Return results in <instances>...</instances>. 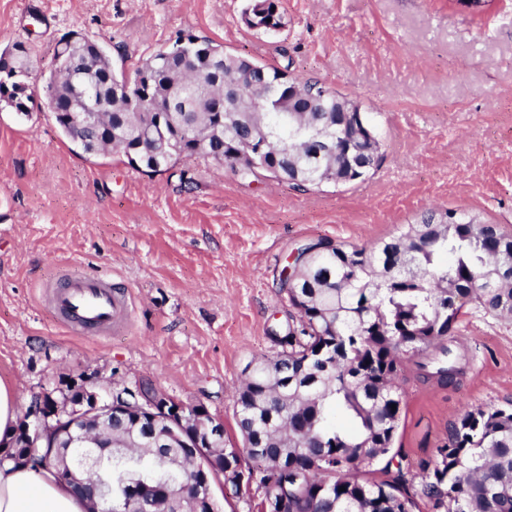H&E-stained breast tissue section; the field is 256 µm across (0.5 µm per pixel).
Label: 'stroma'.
Wrapping results in <instances>:
<instances>
[{
  "mask_svg": "<svg viewBox=\"0 0 512 512\" xmlns=\"http://www.w3.org/2000/svg\"><path fill=\"white\" fill-rule=\"evenodd\" d=\"M247 6L0 0V52L24 44L35 86L72 31L104 43L129 77L190 35L347 96L380 143L365 180L304 192L195 157L148 174L75 148L46 99L24 118L0 107V378L20 410L81 375L143 382L207 406L227 447H242L236 391L250 361L281 352L272 328L297 319L280 286L295 248L322 238L368 247L431 208L512 235V0H281L277 32L248 27ZM69 270L111 276L128 293L123 329L88 339L58 324L45 292ZM455 337L466 360L453 381L409 370L398 381L390 454L413 484L467 407L512 406V319L469 303Z\"/></svg>",
  "mask_w": 512,
  "mask_h": 512,
  "instance_id": "obj_1",
  "label": "stroma"
}]
</instances>
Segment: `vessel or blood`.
Masks as SVG:
<instances>
[{"instance_id": "b4317fda", "label": "vessel or blood", "mask_w": 512, "mask_h": 512, "mask_svg": "<svg viewBox=\"0 0 512 512\" xmlns=\"http://www.w3.org/2000/svg\"><path fill=\"white\" fill-rule=\"evenodd\" d=\"M50 304L73 331L105 334L122 327L125 295L106 276H70L53 289Z\"/></svg>"}]
</instances>
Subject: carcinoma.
Masks as SVG:
<instances>
[{"label": "carcinoma", "instance_id": "1", "mask_svg": "<svg viewBox=\"0 0 512 512\" xmlns=\"http://www.w3.org/2000/svg\"><path fill=\"white\" fill-rule=\"evenodd\" d=\"M169 48L150 56L129 79L112 62L94 59L91 50L80 58V80L88 93L112 108V121L98 135L100 152L116 150L129 165L153 173L166 171L182 158L216 163H251V144L227 133L212 105L216 92L204 74L208 52L224 49L207 39L187 38L200 74L183 72L180 58ZM127 93L112 97L114 81ZM186 80L195 87L190 125L168 120V100ZM20 75L0 89L17 110L25 96ZM299 90L322 98L327 115L337 122L336 136L349 135L354 112H338L342 98L318 82L296 81ZM55 122L63 134L85 111L86 100L72 92L71 73L59 69L42 87ZM269 137L263 157L267 167L300 171L292 187L306 191L348 179L341 155L317 157L307 151L296 130L315 112H280L269 106L243 113ZM152 134L163 147L149 151L136 134ZM437 213L425 211L413 224L367 249L330 239L306 249L305 264L288 289V300L299 321L277 337L283 350L253 365L237 390V427L244 451L259 470L265 488L260 508L278 512H412L414 494L402 470L388 460L384 480H361L357 473L385 458L397 434L403 396L394 381L412 363L417 377L445 382L460 371L458 356L447 338L454 335L462 308L474 302L486 313L512 319V236L499 226L463 211L446 209L449 220L430 223ZM142 438L140 447L124 448L123 460L112 462V496L128 497L122 482L133 463L145 484L153 487L156 512H172L167 492L190 479V464L169 477ZM420 497L431 512H512V408L476 407L454 425L448 443L421 483Z\"/></svg>", "mask_w": 512, "mask_h": 512}]
</instances>
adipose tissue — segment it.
<instances>
[{
    "label": "adipose tissue",
    "mask_w": 512,
    "mask_h": 512,
    "mask_svg": "<svg viewBox=\"0 0 512 512\" xmlns=\"http://www.w3.org/2000/svg\"><path fill=\"white\" fill-rule=\"evenodd\" d=\"M87 504L48 471L0 468V512H86Z\"/></svg>",
    "instance_id": "obj_1"
}]
</instances>
